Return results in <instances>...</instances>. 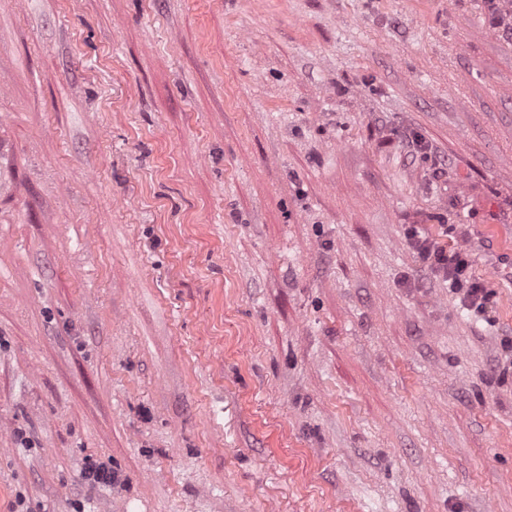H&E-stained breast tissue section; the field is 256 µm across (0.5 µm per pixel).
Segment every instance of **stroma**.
Masks as SVG:
<instances>
[{
  "label": "stroma",
  "mask_w": 512,
  "mask_h": 512,
  "mask_svg": "<svg viewBox=\"0 0 512 512\" xmlns=\"http://www.w3.org/2000/svg\"><path fill=\"white\" fill-rule=\"evenodd\" d=\"M510 337L486 0H0V512H512ZM409 244L431 271L448 279L450 291L464 308L485 314L492 303L493 292L471 272L469 255L462 249L448 247L425 232L412 230Z\"/></svg>",
  "instance_id": "1"
}]
</instances>
